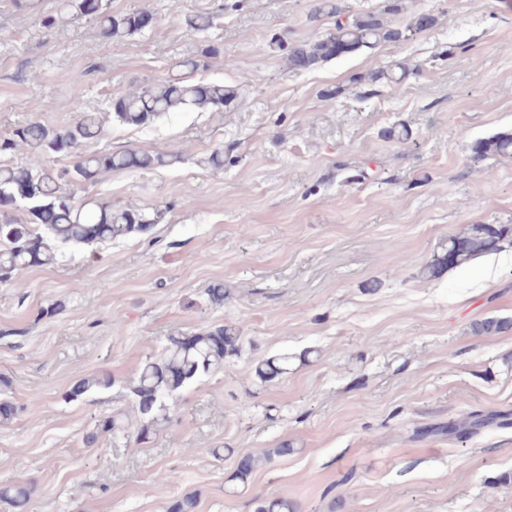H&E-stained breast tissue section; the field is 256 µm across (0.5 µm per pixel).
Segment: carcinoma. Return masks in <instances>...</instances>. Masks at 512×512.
<instances>
[{"label": "carcinoma", "instance_id": "cac0c4a2", "mask_svg": "<svg viewBox=\"0 0 512 512\" xmlns=\"http://www.w3.org/2000/svg\"><path fill=\"white\" fill-rule=\"evenodd\" d=\"M63 11L96 21L103 37L120 40L143 30L141 18L145 10L114 14L103 0H62ZM399 13L398 5L390 3L385 13L361 12L348 15L339 0H318L313 17L325 14L334 19L333 27L318 39L297 45L286 51L288 69L293 71L315 68L344 56L374 50L386 42L408 40L433 26L435 18L421 14L405 24H391L384 14ZM212 49L205 48L196 56L184 57L171 65L162 83H146L135 89L116 87L112 98L119 106L103 116L83 112L75 125L51 130L33 121L19 126L12 134L0 138V154L24 151L30 162L24 165L0 163V205L14 203L11 192L28 189L23 202V220L9 212L0 214V283L9 282L14 273L33 266L52 263L63 247H96L132 234L149 232L161 217L136 205L114 209L112 204L77 198L76 189L83 183L98 180L103 174L118 170H147L173 165L180 160L175 154L143 149H127L111 153H87L85 144L98 139L109 121L129 126H149L175 112L189 108L200 111L224 109L237 98V89L219 81L204 82L196 78L205 67ZM410 74L401 63L376 71L368 79L372 83L396 85ZM61 152L74 153L78 161L70 169L58 170L44 158ZM490 157L512 159V133L499 132L475 145L470 161L480 163ZM503 241L501 225L471 224L458 236L449 238L444 251L451 260L438 258L422 270V277L431 279L442 270L461 268L473 260L499 249ZM509 321L486 318L476 322L477 334L490 335L509 328ZM241 336L231 325H217L202 331L171 336L161 355L148 357L134 378L129 380L128 393L139 422L132 427L136 439H149L157 427L169 421L167 401L184 388L224 365V358L240 348ZM288 354H280L259 363L255 369L262 381H271L288 374ZM115 384L109 374L77 380L69 397L103 392ZM119 427L118 418L103 416L96 431L85 436L87 446H93L98 433ZM288 453L275 448L259 459L246 456L239 460L235 479L245 484L261 461ZM33 496V487L14 485L0 487V502L15 508L25 507ZM295 505L286 498L263 499L256 503L255 512H292Z\"/></svg>", "mask_w": 512, "mask_h": 512}]
</instances>
